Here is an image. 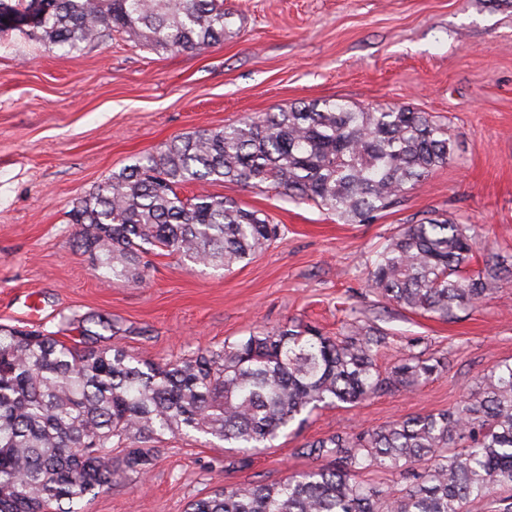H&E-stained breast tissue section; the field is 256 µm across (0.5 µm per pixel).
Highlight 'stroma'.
Masks as SVG:
<instances>
[{"instance_id": "stroma-1", "label": "stroma", "mask_w": 512, "mask_h": 512, "mask_svg": "<svg viewBox=\"0 0 512 512\" xmlns=\"http://www.w3.org/2000/svg\"><path fill=\"white\" fill-rule=\"evenodd\" d=\"M223 42L155 53L110 32L67 54L0 32V324L73 342L98 315L117 342L165 363L290 323L335 336L363 321L390 345L380 368L408 352L450 358L411 391H383L315 411L270 447L241 452L195 432L163 434L148 473L76 504L77 512H186L243 484L271 485L311 467L306 443L452 407L496 362L512 361V280L486 303L444 321L389 303L367 286L385 239L428 213L474 225L472 263L512 257V8L497 0H224ZM342 99L405 106L446 120L453 154L371 224H347L271 188L208 185L261 210L279 234L232 270L148 254L142 283L98 276L76 245L69 212L111 173L174 137L220 129L297 102Z\"/></svg>"}]
</instances>
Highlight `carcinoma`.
Here are the masks:
<instances>
[{"label": "carcinoma", "instance_id": "cac0c4a2", "mask_svg": "<svg viewBox=\"0 0 512 512\" xmlns=\"http://www.w3.org/2000/svg\"><path fill=\"white\" fill-rule=\"evenodd\" d=\"M0 0V29L37 35L68 52L117 31L151 51L201 52L224 40V0ZM448 122L407 107L341 99L299 103L200 130L139 158L76 202L78 245L105 277L143 281L158 248L230 270L278 235L271 216L186 183L268 186L348 224H369L448 164ZM472 225L441 215L407 224L375 253L373 291L396 305L452 319L512 278L497 259L471 268ZM67 344L40 330L0 327V512H74L71 504L148 472L158 436L196 431L234 448L265 447L298 417L355 404L382 390L410 391L446 370L412 353L381 372L389 336L368 322L331 337L311 326L258 331L215 350L155 363L79 326ZM121 455H112V449ZM329 459L274 485L231 487L187 512H466L512 490V363L494 364L451 409L412 415L306 444ZM397 473L386 495L359 475Z\"/></svg>", "mask_w": 512, "mask_h": 512}]
</instances>
